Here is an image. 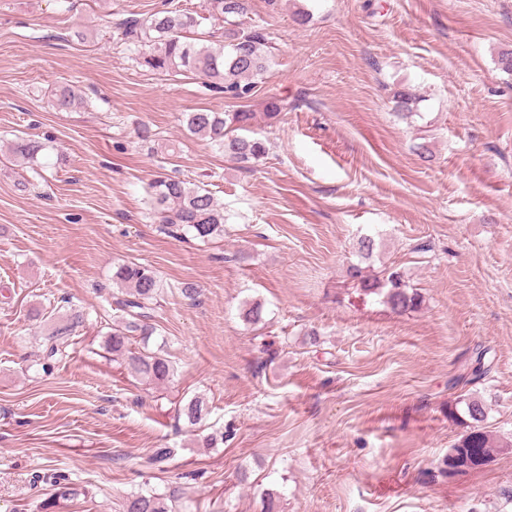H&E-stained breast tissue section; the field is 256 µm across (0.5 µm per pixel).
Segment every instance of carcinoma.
Segmentation results:
<instances>
[{"label":"carcinoma","instance_id":"cac0c4a2","mask_svg":"<svg viewBox=\"0 0 512 512\" xmlns=\"http://www.w3.org/2000/svg\"><path fill=\"white\" fill-rule=\"evenodd\" d=\"M205 11L218 24L206 46L194 41L200 26L199 15L177 6L175 0H165L164 9L148 18L127 20L122 27L129 43L139 48L136 62L140 66L160 75H201L213 88L224 92V98L244 101L253 95L271 67L272 57L266 50L265 38L256 30L242 27V19L248 14V0H205ZM52 99L55 108L65 112L83 101L80 90L68 83L58 85ZM287 110L285 101L272 98L267 101L263 116L272 125ZM254 120V113L245 110H198L185 117L191 134L209 141L246 168L268 154L263 139L248 135ZM42 149L39 142L20 137L10 146L15 162L20 164L37 162ZM150 210L159 223L177 226L201 241L224 237V207L210 191L178 177L160 176L152 183ZM347 273L358 281L364 295L381 297V302L395 313H405L421 304L417 290L397 270L380 278L366 273L365 267L357 263L349 265ZM112 281L119 285L113 304L120 315L105 338V348L129 373L155 384L170 381L174 376L170 360L149 349L152 337L159 335L157 325L152 323V305L160 295V280L149 268L131 263L118 266ZM82 322V315L75 313L45 336L43 369L64 355ZM485 374L479 353L465 372L448 382V387L459 389L448 403V418L465 428L454 447L473 464L490 456L496 458L512 448L511 441L504 442L487 430L484 404L466 390ZM205 407V399L195 395L180 408V414L195 426L202 421ZM36 480L53 487L54 500H67L75 495L70 483L60 475H38ZM123 512H172V507L163 495L147 491L127 496Z\"/></svg>","mask_w":512,"mask_h":512}]
</instances>
